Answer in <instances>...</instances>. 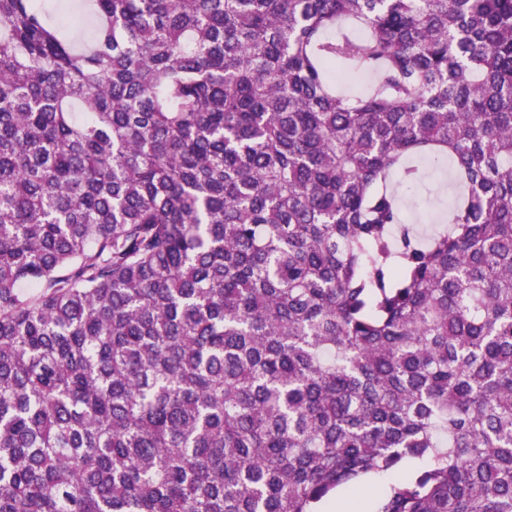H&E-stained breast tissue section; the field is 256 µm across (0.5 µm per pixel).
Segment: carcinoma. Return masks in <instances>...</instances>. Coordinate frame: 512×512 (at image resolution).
I'll return each instance as SVG.
<instances>
[{"mask_svg": "<svg viewBox=\"0 0 512 512\" xmlns=\"http://www.w3.org/2000/svg\"><path fill=\"white\" fill-rule=\"evenodd\" d=\"M91 10L0 0V512H512V0ZM45 4L46 9L50 12L51 15H54L58 10L62 8H68L76 11L77 13L83 14L85 18V23L83 27L72 32L71 37L74 39L76 44L80 45L84 43L90 33V30L93 26V19L87 15L82 5L86 2L81 0H42ZM444 183V170L435 171L431 169L425 181L413 189L416 201V206L413 210L408 198H405V208L409 215V220L417 224L420 229L433 227L440 218L448 215V206H440L434 194L436 188Z\"/></svg>", "mask_w": 512, "mask_h": 512, "instance_id": "cac0c4a2", "label": "carcinoma"}]
</instances>
